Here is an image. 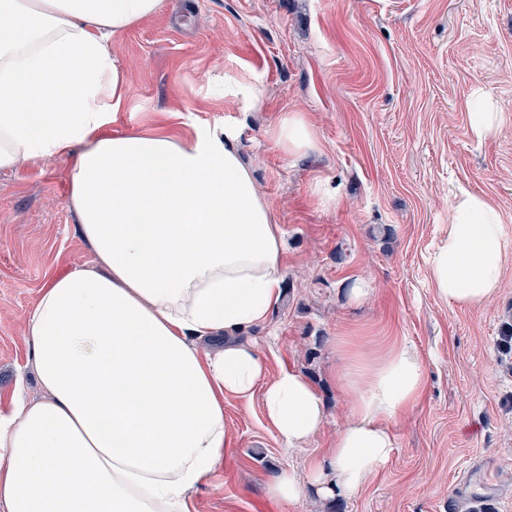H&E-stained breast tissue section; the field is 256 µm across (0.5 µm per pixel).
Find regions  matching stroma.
Instances as JSON below:
<instances>
[{
	"label": "stroma",
	"mask_w": 512,
	"mask_h": 512,
	"mask_svg": "<svg viewBox=\"0 0 512 512\" xmlns=\"http://www.w3.org/2000/svg\"><path fill=\"white\" fill-rule=\"evenodd\" d=\"M109 47L129 85L118 129L175 112L236 128L286 242L284 299L248 336L268 375L296 366L327 405L319 433L291 451L260 400L225 398L234 445L192 512H468L477 496L512 512V373L497 347L512 261L477 309L449 308L429 276L463 189L498 206L512 253V0H165ZM228 73L260 83L263 105L226 97ZM488 104L502 124L478 140L467 114ZM283 112L306 114L316 149L281 154L266 130ZM66 168L53 157L0 170V408L16 379L40 394L24 317L47 278L93 260L66 206ZM319 189L335 206L319 204ZM359 277L371 291L353 305ZM395 339L418 354L424 394L392 422L395 448L365 490L318 501L308 460L349 417L339 378ZM282 468L301 485L291 505L266 492Z\"/></svg>",
	"instance_id": "obj_1"
}]
</instances>
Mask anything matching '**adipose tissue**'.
Returning <instances> with one entry per match:
<instances>
[{
	"mask_svg": "<svg viewBox=\"0 0 512 512\" xmlns=\"http://www.w3.org/2000/svg\"><path fill=\"white\" fill-rule=\"evenodd\" d=\"M163 7L0 0V170L67 159L66 204L94 255L51 275L25 317L44 395L14 390L0 411V512H192L233 445L226 396L261 397L291 450L325 419L316 386L293 367L266 378L245 336L282 301L285 243L234 130L113 126L128 83L108 42ZM270 134L288 157L317 146L301 112L281 113ZM511 259L497 206L461 191L430 260L438 296L487 305ZM341 383L349 419L309 462L324 499L359 495L389 461V424L425 380L400 343Z\"/></svg>",
	"mask_w": 512,
	"mask_h": 512,
	"instance_id": "adipose-tissue-1",
	"label": "adipose tissue"
}]
</instances>
